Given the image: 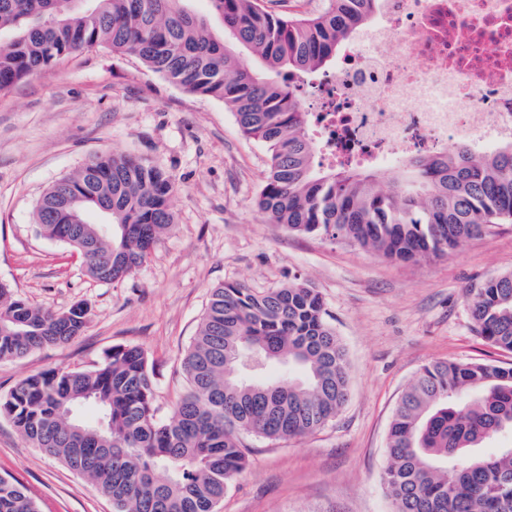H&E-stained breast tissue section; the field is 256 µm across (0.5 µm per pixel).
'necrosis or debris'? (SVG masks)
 I'll return each instance as SVG.
<instances>
[{
    "mask_svg": "<svg viewBox=\"0 0 512 512\" xmlns=\"http://www.w3.org/2000/svg\"><path fill=\"white\" fill-rule=\"evenodd\" d=\"M305 101L336 164L512 137V0H381L374 24Z\"/></svg>",
    "mask_w": 512,
    "mask_h": 512,
    "instance_id": "necrosis-or-debris-1",
    "label": "necrosis or debris"
}]
</instances>
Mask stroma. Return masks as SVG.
Masks as SVG:
<instances>
[{"instance_id": "obj_1", "label": "stroma", "mask_w": 512, "mask_h": 512, "mask_svg": "<svg viewBox=\"0 0 512 512\" xmlns=\"http://www.w3.org/2000/svg\"><path fill=\"white\" fill-rule=\"evenodd\" d=\"M124 154L171 177L172 229L126 278L101 283L80 256L38 234L44 191L98 154ZM268 152L223 102L185 91L133 54L94 48L60 59L0 93V282L30 304L89 309L83 333L0 361V396L54 368L85 370L112 348L138 347L153 370L160 419L188 389L182 360L210 289L256 291L302 281L322 296L349 363V397L336 418L302 437L244 435L248 464L219 512H393L382 482L390 421L418 370L433 361L512 363L474 330L466 296L512 272V224L446 256L392 260L355 243L296 235L255 201ZM0 475L40 512H113L111 501L0 418Z\"/></svg>"}]
</instances>
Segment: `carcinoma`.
Here are the masks:
<instances>
[{
  "instance_id": "obj_1",
  "label": "carcinoma",
  "mask_w": 512,
  "mask_h": 512,
  "mask_svg": "<svg viewBox=\"0 0 512 512\" xmlns=\"http://www.w3.org/2000/svg\"><path fill=\"white\" fill-rule=\"evenodd\" d=\"M0 0V92L96 46L138 56L184 90L224 103L261 141L269 170L257 208L294 234L354 242L387 258L442 257L465 239L512 223V140L475 151L380 167L327 168L300 87L328 73L339 48L374 18L379 0H327L308 16L273 14L261 0ZM262 64L245 65L233 48ZM173 184L161 168L97 156L50 186L37 204L40 233L79 251L112 204V238L85 259L98 282H119L174 224ZM476 332L512 353V273L468 299ZM87 314L56 313L0 283V361L81 335ZM188 391L160 420L145 352L115 347L91 369L30 375L0 397L35 447L93 483L115 512H215L247 464L241 433L304 436L336 417L349 394L346 352L320 294L304 282L210 291L183 358ZM512 367L436 361L423 366L393 413L383 482L395 512H512ZM0 512H38L0 476Z\"/></svg>"
}]
</instances>
